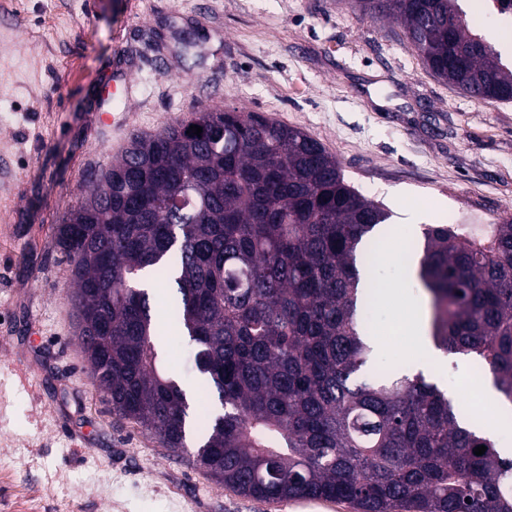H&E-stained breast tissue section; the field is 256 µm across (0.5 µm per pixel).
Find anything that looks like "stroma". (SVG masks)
<instances>
[{
  "instance_id": "35a3bbf8",
  "label": "stroma",
  "mask_w": 512,
  "mask_h": 512,
  "mask_svg": "<svg viewBox=\"0 0 512 512\" xmlns=\"http://www.w3.org/2000/svg\"><path fill=\"white\" fill-rule=\"evenodd\" d=\"M117 61L136 95L110 132L93 111ZM215 104L302 129L388 211L378 236L404 259L371 275L376 374L421 361L393 333L402 301L428 297L409 225L480 239L512 215V102L436 78L397 22L348 0H0V512H353L225 488L115 415L77 340L57 225L132 134ZM481 373L450 352L433 370L452 397Z\"/></svg>"
}]
</instances>
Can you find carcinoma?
Returning <instances> with one entry per match:
<instances>
[{
	"label": "carcinoma",
	"instance_id": "cac0c4a2",
	"mask_svg": "<svg viewBox=\"0 0 512 512\" xmlns=\"http://www.w3.org/2000/svg\"><path fill=\"white\" fill-rule=\"evenodd\" d=\"M350 4L395 19L426 67L462 93L512 101V66L459 0ZM386 219L320 142L259 113L214 105L133 135L56 237L78 341L112 411L169 450L196 440L206 471L246 497L512 512V457L484 419L421 373L365 375L374 332L364 280ZM424 238L434 344L476 359L512 404V215L486 243L445 225ZM149 278L174 287L165 325ZM167 325L188 340L218 411L197 413L163 373Z\"/></svg>",
	"mask_w": 512,
	"mask_h": 512
}]
</instances>
